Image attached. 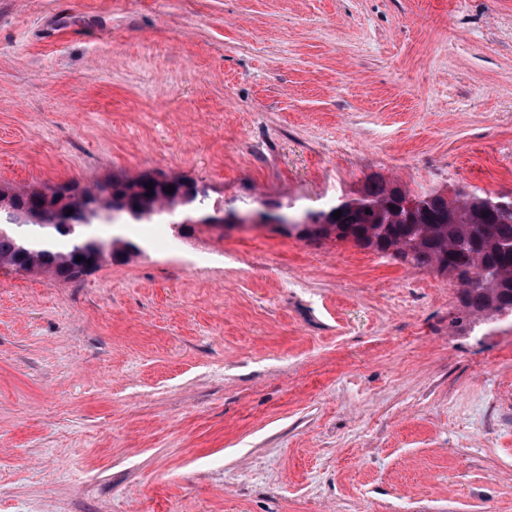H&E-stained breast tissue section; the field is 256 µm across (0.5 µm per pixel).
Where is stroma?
<instances>
[{
  "label": "stroma",
  "mask_w": 512,
  "mask_h": 512,
  "mask_svg": "<svg viewBox=\"0 0 512 512\" xmlns=\"http://www.w3.org/2000/svg\"><path fill=\"white\" fill-rule=\"evenodd\" d=\"M512 193V0H0V184ZM0 270V512H512V326L264 224Z\"/></svg>",
  "instance_id": "1"
}]
</instances>
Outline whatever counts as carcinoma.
I'll list each match as a JSON object with an SVG mask.
<instances>
[{
    "mask_svg": "<svg viewBox=\"0 0 512 512\" xmlns=\"http://www.w3.org/2000/svg\"><path fill=\"white\" fill-rule=\"evenodd\" d=\"M153 188H148V184ZM174 191H164L167 186ZM432 188L409 194L373 174L353 197L307 211V224L287 233L311 243L354 246L427 268L458 287L470 311L512 313V196ZM210 191L199 181L157 171L114 173L85 186L71 180L17 191L0 186V267L75 282L105 263L141 251L122 236H101L97 224H128L171 215L185 235L195 225L224 227L209 214ZM341 211L340 217L334 212ZM81 261H76V258Z\"/></svg>",
    "mask_w": 512,
    "mask_h": 512,
    "instance_id": "cac0c4a2",
    "label": "carcinoma"
}]
</instances>
